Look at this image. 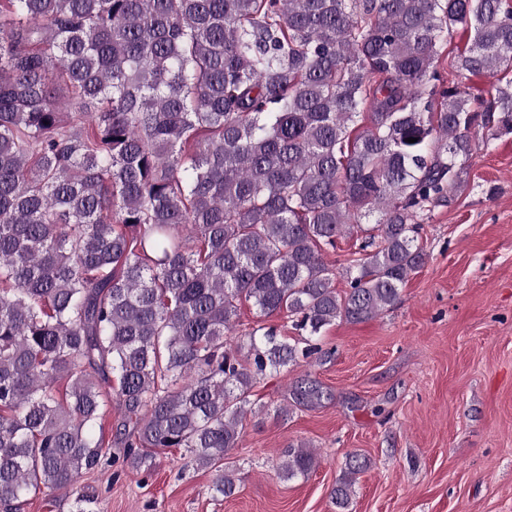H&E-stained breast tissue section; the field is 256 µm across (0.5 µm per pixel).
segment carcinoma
<instances>
[{"label":"carcinoma","mask_w":512,"mask_h":512,"mask_svg":"<svg viewBox=\"0 0 512 512\" xmlns=\"http://www.w3.org/2000/svg\"><path fill=\"white\" fill-rule=\"evenodd\" d=\"M460 27L456 69L497 78L488 101L438 69ZM511 70L512 0H0L5 512L67 488L93 512L85 473H148L165 448L234 495L255 384L399 299L424 221L512 134ZM354 227L340 292L323 252ZM245 303L300 337L231 338ZM316 464L290 446L280 470ZM367 466L348 455L336 512Z\"/></svg>","instance_id":"1"}]
</instances>
